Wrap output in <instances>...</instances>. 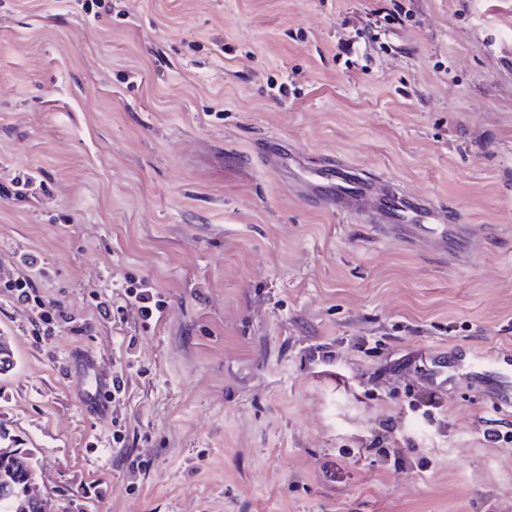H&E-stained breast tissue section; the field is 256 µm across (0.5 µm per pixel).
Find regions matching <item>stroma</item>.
I'll use <instances>...</instances> for the list:
<instances>
[{"mask_svg": "<svg viewBox=\"0 0 512 512\" xmlns=\"http://www.w3.org/2000/svg\"><path fill=\"white\" fill-rule=\"evenodd\" d=\"M263 137L453 207L475 260L311 206ZM25 251L74 321L34 335L0 294V446L32 450L49 501L512 512V444L483 439L512 432V0H0V274ZM143 277L156 326L98 317ZM89 353L126 382L104 415ZM439 353L431 422L405 394Z\"/></svg>", "mask_w": 512, "mask_h": 512, "instance_id": "35a3bbf8", "label": "stroma"}]
</instances>
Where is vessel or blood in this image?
Wrapping results in <instances>:
<instances>
[{
  "label": "vessel or blood",
  "mask_w": 512,
  "mask_h": 512,
  "mask_svg": "<svg viewBox=\"0 0 512 512\" xmlns=\"http://www.w3.org/2000/svg\"><path fill=\"white\" fill-rule=\"evenodd\" d=\"M267 167L279 172L300 165L299 155L275 140L259 144ZM300 193L340 216L356 217L381 237L421 243L460 264L469 263L480 236L446 206L427 196H409L394 183L351 175L343 163H319L297 184Z\"/></svg>",
  "instance_id": "obj_1"
}]
</instances>
